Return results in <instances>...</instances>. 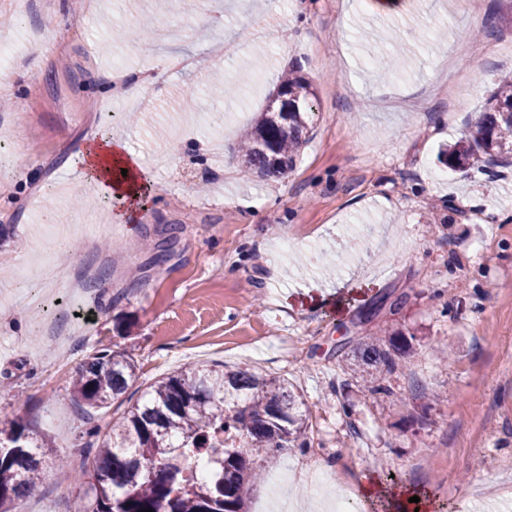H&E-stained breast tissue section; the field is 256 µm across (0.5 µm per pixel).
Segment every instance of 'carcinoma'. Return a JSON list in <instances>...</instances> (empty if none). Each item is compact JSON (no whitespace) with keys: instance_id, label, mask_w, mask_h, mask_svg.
I'll list each match as a JSON object with an SVG mask.
<instances>
[{"instance_id":"1","label":"carcinoma","mask_w":512,"mask_h":512,"mask_svg":"<svg viewBox=\"0 0 512 512\" xmlns=\"http://www.w3.org/2000/svg\"><path fill=\"white\" fill-rule=\"evenodd\" d=\"M310 83L281 76L276 92L242 141L243 163L262 175L293 167L312 122ZM512 154V76L497 81L491 106L469 137L444 155L450 169L479 171ZM415 353L400 332L363 336L353 355L339 361L371 395L387 394L384 375ZM136 371L129 356L102 348L77 371L73 393L84 410L109 406ZM304 402L284 379L254 367L188 368L149 387L127 408L98 448L95 466L83 474L93 496L84 512H246V488L257 485L261 461L308 447ZM211 456L212 477L196 481L179 459ZM63 466L54 444L34 435L27 422L0 427V512L28 494L47 461Z\"/></svg>"}]
</instances>
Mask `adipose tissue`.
Returning <instances> with one entry per match:
<instances>
[{
    "label": "adipose tissue",
    "instance_id": "1",
    "mask_svg": "<svg viewBox=\"0 0 512 512\" xmlns=\"http://www.w3.org/2000/svg\"><path fill=\"white\" fill-rule=\"evenodd\" d=\"M79 156L87 177L95 183L110 185L114 198L123 207L114 219L125 223L134 218L144 187L145 171L139 157L118 138L106 135L81 146ZM413 490H394L383 485L374 475L361 477L359 498L365 506H381L384 512H430L432 503L421 497L419 504H412Z\"/></svg>",
    "mask_w": 512,
    "mask_h": 512
}]
</instances>
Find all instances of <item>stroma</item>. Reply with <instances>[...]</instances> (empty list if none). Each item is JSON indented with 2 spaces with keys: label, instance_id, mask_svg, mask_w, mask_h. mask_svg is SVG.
<instances>
[{
  "label": "stroma",
  "instance_id": "obj_1",
  "mask_svg": "<svg viewBox=\"0 0 512 512\" xmlns=\"http://www.w3.org/2000/svg\"><path fill=\"white\" fill-rule=\"evenodd\" d=\"M482 11L475 23L460 0H410L392 15L367 0H203L193 13L185 0H0V427L23 418L86 471L102 439L83 436L72 380L96 348L137 365L103 423L159 378L247 364L293 384L310 440L266 461L249 512L287 465L322 459L330 499L356 494L367 473L427 492L431 512H457L467 493L511 496L512 165L464 173L439 159L512 74V7L482 0ZM150 16L189 34L137 35ZM388 27L398 40L375 43ZM175 54L199 64L172 69ZM117 58L153 77L148 104L131 95L116 112L94 92ZM286 70L315 89L312 132L291 170L263 176L237 145ZM214 72L247 96L220 127ZM103 134L146 171L136 223L114 222L77 155ZM51 260L88 272L84 292L53 277ZM382 293L408 302L370 330L418 345L387 375L391 395L369 398L336 346L359 336V309ZM87 490L48 465L14 512H80Z\"/></svg>",
  "mask_w": 512,
  "mask_h": 512
}]
</instances>
